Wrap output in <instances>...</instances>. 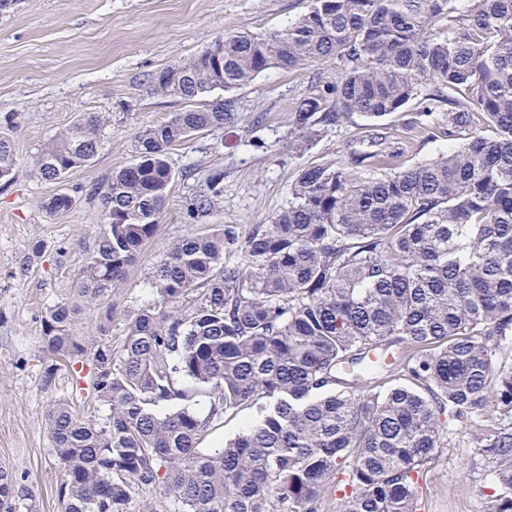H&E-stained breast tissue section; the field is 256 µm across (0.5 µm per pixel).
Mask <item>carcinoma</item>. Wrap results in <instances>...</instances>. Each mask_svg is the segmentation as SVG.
<instances>
[{
    "instance_id": "obj_1",
    "label": "carcinoma",
    "mask_w": 512,
    "mask_h": 512,
    "mask_svg": "<svg viewBox=\"0 0 512 512\" xmlns=\"http://www.w3.org/2000/svg\"><path fill=\"white\" fill-rule=\"evenodd\" d=\"M324 64L334 80L292 107L298 146L413 101L427 117L448 107L455 144L406 167L384 149L307 166L269 223L177 240L153 268V302L126 314L113 345L112 290L162 221L169 150L235 119L230 96L196 101ZM150 91L191 107L136 133L134 158L99 187L80 302L41 314L57 357L46 386L64 363H95L87 405L59 397L46 413L61 512H125L156 487L177 512H319L339 474L336 512H416L419 474L453 445L451 422L499 468L491 512H512V0H311L282 29L217 37L153 74ZM105 129L102 113L81 114L37 150L30 176L60 183L88 167ZM17 168L0 136V184ZM223 179L209 174L190 217L212 208ZM72 206L67 192L43 203L53 217ZM95 308L100 335H79ZM244 407L256 422L201 447ZM28 496L0 470V512Z\"/></svg>"
}]
</instances>
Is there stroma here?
Instances as JSON below:
<instances>
[{
    "label": "stroma",
    "mask_w": 512,
    "mask_h": 512,
    "mask_svg": "<svg viewBox=\"0 0 512 512\" xmlns=\"http://www.w3.org/2000/svg\"><path fill=\"white\" fill-rule=\"evenodd\" d=\"M311 0H13L0 9V136L19 160L15 182L0 189V469L27 475L34 512H60V471L45 415L52 399L70 396L69 371L45 387L41 313L75 298L83 247L99 231L100 197L93 187L134 156L143 127L183 111V101L151 93V74L204 50L241 28L261 33L285 27ZM328 66L270 69L234 91L233 124L198 135L170 151L175 171L165 217L146 242L126 281L112 293V336L126 312L153 299L148 275L177 239L202 224H264L288 207L301 168L370 150L383 134L404 165L434 158L448 146L440 115L420 118L415 106L374 120L361 115L320 131L301 153L289 152L291 107L312 83L330 80ZM84 112H103L108 126L89 167L64 185L30 177L37 150ZM224 173L212 212L190 219L187 206L207 174ZM76 193L74 208L50 217L42 207L58 188ZM40 254H32L34 242ZM419 512H489L499 490L497 465L474 455L464 432L438 449L419 475Z\"/></svg>",
    "instance_id": "35a3bbf8"
}]
</instances>
